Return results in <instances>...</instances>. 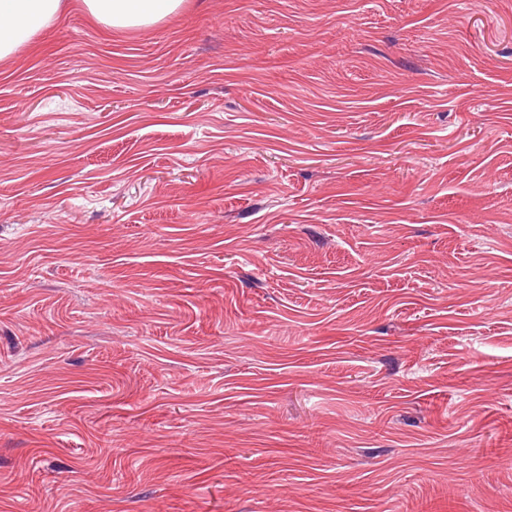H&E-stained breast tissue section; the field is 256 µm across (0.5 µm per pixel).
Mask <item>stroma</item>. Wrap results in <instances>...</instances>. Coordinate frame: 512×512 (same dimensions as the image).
<instances>
[{
  "instance_id": "obj_1",
  "label": "stroma",
  "mask_w": 512,
  "mask_h": 512,
  "mask_svg": "<svg viewBox=\"0 0 512 512\" xmlns=\"http://www.w3.org/2000/svg\"><path fill=\"white\" fill-rule=\"evenodd\" d=\"M0 512H512V0L0 61Z\"/></svg>"
}]
</instances>
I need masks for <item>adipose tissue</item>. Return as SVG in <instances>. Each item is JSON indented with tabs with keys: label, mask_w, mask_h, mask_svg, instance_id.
Returning <instances> with one entry per match:
<instances>
[{
	"label": "adipose tissue",
	"mask_w": 512,
	"mask_h": 512,
	"mask_svg": "<svg viewBox=\"0 0 512 512\" xmlns=\"http://www.w3.org/2000/svg\"><path fill=\"white\" fill-rule=\"evenodd\" d=\"M184 0H83L87 15L115 29L145 30L178 12ZM61 0H0V60L30 43L58 16Z\"/></svg>",
	"instance_id": "ef3b65f1"
}]
</instances>
